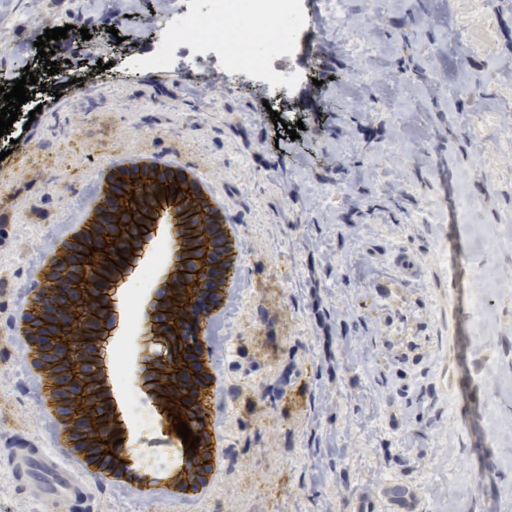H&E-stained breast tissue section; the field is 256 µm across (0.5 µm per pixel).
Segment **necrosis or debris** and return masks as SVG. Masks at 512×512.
Listing matches in <instances>:
<instances>
[{"instance_id": "obj_1", "label": "necrosis or debris", "mask_w": 512, "mask_h": 512, "mask_svg": "<svg viewBox=\"0 0 512 512\" xmlns=\"http://www.w3.org/2000/svg\"><path fill=\"white\" fill-rule=\"evenodd\" d=\"M308 26L303 0H206L201 12L183 13L180 25L160 29L150 51L130 66L147 73L174 59L207 63L221 80L248 77L266 89L272 107L283 112L286 82L305 77L292 59L297 38Z\"/></svg>"}]
</instances>
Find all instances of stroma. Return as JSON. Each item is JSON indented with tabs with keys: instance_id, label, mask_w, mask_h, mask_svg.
I'll list each match as a JSON object with an SVG mask.
<instances>
[{
	"instance_id": "1",
	"label": "stroma",
	"mask_w": 512,
	"mask_h": 512,
	"mask_svg": "<svg viewBox=\"0 0 512 512\" xmlns=\"http://www.w3.org/2000/svg\"><path fill=\"white\" fill-rule=\"evenodd\" d=\"M112 2L41 0L68 29L50 43L63 91L0 137V433L56 448L13 315L40 241L96 194L99 164L147 149L211 183L243 250L236 298L208 329L226 469L206 500L167 512H399L396 484L421 487L418 512H512V0H355L373 20L358 60L308 0L295 63L317 66L290 90L295 140L248 79L123 70L153 39L154 0H129L103 40ZM30 10L0 0L15 80L39 64ZM84 29L91 61L74 52ZM463 195L475 203L460 212ZM9 454L0 512H52Z\"/></svg>"
}]
</instances>
